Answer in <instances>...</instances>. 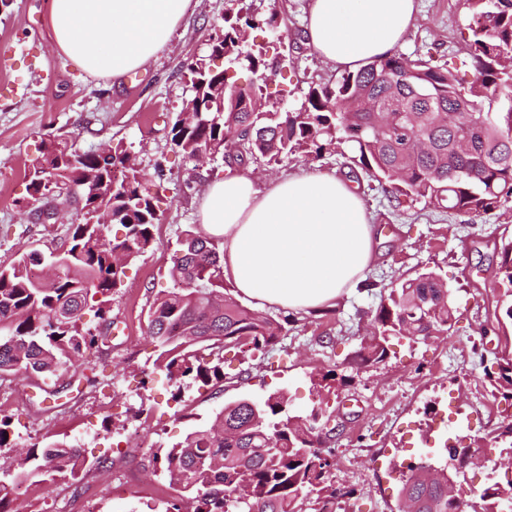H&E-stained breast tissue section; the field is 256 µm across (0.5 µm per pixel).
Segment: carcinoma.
Masks as SVG:
<instances>
[{"label":"carcinoma","mask_w":512,"mask_h":512,"mask_svg":"<svg viewBox=\"0 0 512 512\" xmlns=\"http://www.w3.org/2000/svg\"><path fill=\"white\" fill-rule=\"evenodd\" d=\"M231 8L211 36L210 51L224 52L227 68L261 69L262 48L243 50L249 29L278 33L280 17L258 15L245 0ZM471 15L468 49L475 79L464 84L449 63L432 55L412 57L398 50L355 71L312 81L288 112L267 104L263 89L235 88L226 71L212 74L204 58L186 67L188 99L201 112H178L170 144L187 159L210 143L224 161L256 160L277 165L289 156L311 160L334 148L355 178L375 181L395 202L406 197L450 215L471 219L512 203V0H463ZM129 151L77 155L64 140L44 145L43 165L66 186L63 201L82 210L51 282L32 274L40 252L21 255L0 268V378L39 373L60 377L80 368L79 358L112 327V297L122 285L125 262L154 240L158 198L145 187V174L126 167ZM124 230L120 238L105 230ZM171 287L150 303L146 334L159 354L154 365L175 387L173 398L195 388L221 391L230 374L228 354L250 352L261 362L278 350L289 317L274 318L236 301L224 287L218 244L184 231ZM497 325H512V240H502L495 273ZM452 292L427 270L389 288H380L370 330L355 352L354 366L376 365L394 337L410 340L447 336L453 327ZM494 394L512 400V352L480 356ZM350 376L336 367L311 377L318 400L295 413L288 398L273 392L261 400L241 398L224 405L209 424L195 426L161 457V472L176 492L164 512H329L355 498L338 485L332 450L315 447L331 421L329 406ZM492 441L512 459V422L495 430ZM86 458L80 444H32L13 470L0 478V512L11 507L17 484L31 482L52 493L59 479L77 482ZM400 512H503L512 505V478L494 480L464 501L448 496V465H408Z\"/></svg>","instance_id":"cac0c4a2"}]
</instances>
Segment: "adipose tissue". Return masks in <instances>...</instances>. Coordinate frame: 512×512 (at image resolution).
Listing matches in <instances>:
<instances>
[{
    "mask_svg": "<svg viewBox=\"0 0 512 512\" xmlns=\"http://www.w3.org/2000/svg\"><path fill=\"white\" fill-rule=\"evenodd\" d=\"M194 0H51L58 52L87 73L123 78L174 41ZM305 43L327 64L353 68L396 50L416 0H308ZM219 237L224 276L259 305L308 312L334 306L374 266L376 229L351 180L291 172L266 186L228 167L199 204Z\"/></svg>",
    "mask_w": 512,
    "mask_h": 512,
    "instance_id": "1",
    "label": "adipose tissue"
}]
</instances>
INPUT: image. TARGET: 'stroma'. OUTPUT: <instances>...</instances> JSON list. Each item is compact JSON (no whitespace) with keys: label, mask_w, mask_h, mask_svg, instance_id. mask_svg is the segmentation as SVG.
<instances>
[{"label":"stroma","mask_w":512,"mask_h":512,"mask_svg":"<svg viewBox=\"0 0 512 512\" xmlns=\"http://www.w3.org/2000/svg\"><path fill=\"white\" fill-rule=\"evenodd\" d=\"M247 2L256 13L274 10L282 18L283 41L258 29L250 33L251 41L263 45L267 58L279 64L263 93L297 104L309 82L333 75L301 40L307 0ZM231 6V0H197L171 48L115 84L88 75L55 50L49 0L0 5V266L32 250L60 247L80 221L73 207L56 223L43 224L19 205L27 196L25 173L42 159L43 140L61 137L83 152L124 143L146 176L160 179L163 198L152 245L128 264L112 299L111 315L121 333L89 354L104 374L102 382L89 383L79 374L0 380V414L12 416L15 434L12 447L0 448V474L10 471L15 449L44 439L79 441L88 461L77 488L58 484L44 501L26 494L17 500L20 512H37L44 505L49 512H157L173 491L153 473V453L240 398L281 391L292 410L308 409L316 399L311 374L329 365L349 369L359 344L352 330L377 305L375 296L353 291L328 314H298L284 339L287 356L253 365L248 380L226 381L216 394L191 389L178 403L164 380L150 377L156 352L145 336L148 306L170 285L183 232L203 229L197 205L210 181H191V163L171 151L170 118L188 95L186 63L207 55L206 41ZM469 23L462 0H419L402 51L452 52L458 74L473 80L466 50ZM244 169L261 186L300 169L348 174L337 167L332 152L318 161L291 156L273 168L250 160ZM359 192L381 236L374 273L390 282L435 270L451 289L457 309L449 335L393 341L385 362L355 371L338 391L351 416L335 441L333 475L357 490L345 510L397 512L408 464L444 462L452 446H473L486 462H503L489 439L501 423L512 421V406L492 393L474 350L482 345L481 327L496 324L494 242L512 237V206L471 225L421 202L394 207L374 181L361 180ZM329 334L336 343L322 346V337ZM100 457L106 458L105 467H95Z\"/></svg>","instance_id":"1"}]
</instances>
